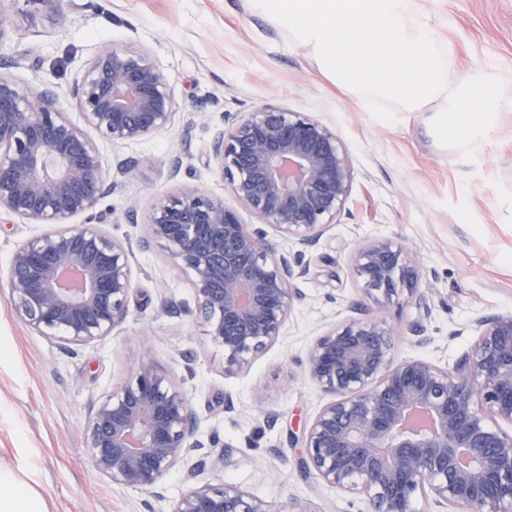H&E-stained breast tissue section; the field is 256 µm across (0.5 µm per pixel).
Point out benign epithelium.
<instances>
[{"label":"benign epithelium","instance_id":"obj_1","mask_svg":"<svg viewBox=\"0 0 512 512\" xmlns=\"http://www.w3.org/2000/svg\"><path fill=\"white\" fill-rule=\"evenodd\" d=\"M85 124L114 144L145 139L174 124L176 102L164 73L131 48L99 51L71 85ZM57 94L0 74V211L55 230L14 250L7 288L15 315L41 335L82 346L124 322L133 290L124 245L93 220L105 194L94 138L56 108ZM211 159L237 204L277 233L312 245L340 215L353 168L336 132L302 112L262 106L234 119ZM85 215L86 224L72 219ZM149 235L192 279L196 316L224 351L233 374L279 335L297 289L277 242L202 189L158 200ZM420 259L409 246L375 240L353 272L383 310L403 293L422 310ZM470 351L451 367L394 362L391 330L380 317L352 318L322 336L307 375L334 396L303 437L306 468L325 484L368 497L371 512H412L420 496L451 512H512V312L475 320ZM185 394L145 352L132 379L87 413L84 439L93 465L112 481L154 490L163 476L204 447L193 439ZM237 485L197 481L170 512H297Z\"/></svg>","mask_w":512,"mask_h":512}]
</instances>
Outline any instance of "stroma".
<instances>
[{"label": "stroma", "instance_id": "1", "mask_svg": "<svg viewBox=\"0 0 512 512\" xmlns=\"http://www.w3.org/2000/svg\"><path fill=\"white\" fill-rule=\"evenodd\" d=\"M64 20L26 13L0 0L16 32L0 47V72L20 85L59 87L56 107L76 127L84 120L67 88L100 50L145 52L174 94V126L138 142L99 140L108 191L100 229L130 255L134 288L128 314L110 336L65 346L19 320L4 284L16 246L49 232L0 213V469L30 479L44 512H169L195 466L188 457L163 477L162 499L112 483L91 464L87 410L131 377L144 352L183 391L196 436L212 441L199 479L230 482L270 504L295 498L303 512H369L367 499L308 475L302 436L331 399L305 372L316 339L356 317L365 304L353 273L356 250L388 239L414 248L431 313L423 339L404 296L386 313L395 361L451 366L467 353L475 320L512 311V108L499 112L473 160L443 147L422 112L375 120L365 100L321 78L307 50L251 15L241 0H61ZM449 52L450 76L502 78L512 98V0H421ZM270 105L303 112L335 130L354 179L341 214L320 240L279 238L280 252L302 256L307 274L279 335L242 371H224V353L195 314L194 290L158 242L146 243L152 204L200 187L237 202L207 160L228 120ZM179 174H171L173 158ZM141 166L128 167L129 159Z\"/></svg>", "mask_w": 512, "mask_h": 512}]
</instances>
